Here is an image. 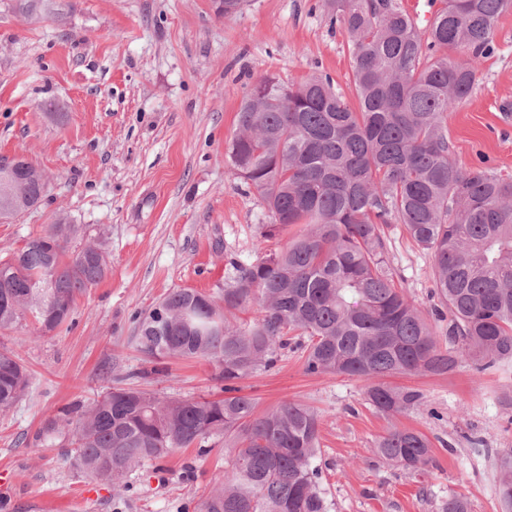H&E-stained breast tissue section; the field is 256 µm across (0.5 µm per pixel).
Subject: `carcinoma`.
Here are the masks:
<instances>
[{
	"label": "carcinoma",
	"instance_id": "obj_1",
	"mask_svg": "<svg viewBox=\"0 0 512 512\" xmlns=\"http://www.w3.org/2000/svg\"><path fill=\"white\" fill-rule=\"evenodd\" d=\"M423 30L401 0H327L351 43L357 108L327 76L282 85L264 77L245 95L227 146L232 174L266 203L270 239L304 229L281 251L237 269L224 305L189 288L170 292L137 319L149 360L214 363L228 396L161 400L113 387L88 405L48 418L41 436L67 438L86 474L121 499L142 463L181 448L203 456L224 437L230 470L214 478L197 512H328L321 492L317 413L286 400L256 412L239 380L270 369L277 351L302 350L310 375L369 381L366 401L381 414L420 404L416 391L384 377L455 371L468 358L479 372L512 362V181L452 161L446 118L477 81L497 20L512 0H442ZM44 175L17 157L0 218L36 206ZM405 226L432 257L436 319L448 314V345L411 304L387 261L385 227ZM80 224H53L0 258V330L31 317L42 334L71 318L76 295L102 281L108 254ZM255 310L249 323L237 312ZM30 385L18 356L0 351V414ZM422 433L392 429L377 454L407 471L430 459ZM497 493L512 512V448L496 457Z\"/></svg>",
	"mask_w": 512,
	"mask_h": 512
}]
</instances>
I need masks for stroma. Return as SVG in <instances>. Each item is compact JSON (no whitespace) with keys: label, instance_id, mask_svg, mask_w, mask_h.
I'll use <instances>...</instances> for the list:
<instances>
[{"label":"stroma","instance_id":"stroma-1","mask_svg":"<svg viewBox=\"0 0 512 512\" xmlns=\"http://www.w3.org/2000/svg\"><path fill=\"white\" fill-rule=\"evenodd\" d=\"M350 50L324 0H244L232 16L220 0H48L37 17L0 0V156H25L50 178L38 206L0 219V256L64 218L102 234L111 266L78 295L71 325L44 335L27 320L0 331V350L14 351L31 374L25 396L0 415V470L14 479L0 490V512H195L224 471L223 439L203 457L190 448L145 463L116 500L77 468L71 446L40 441L41 428L60 408L113 386L162 398L223 396L205 361L169 360L152 373L135 317L178 288L222 299L237 266L299 233L294 225L261 238L266 204L233 176L227 144L261 77L323 74L353 98ZM447 126L457 165L512 179V10L501 14L475 88ZM387 238L408 300L430 314V254L403 225H390ZM389 383L419 392L421 405L378 414L365 401L366 381L305 374L292 349L239 386L258 411L292 400L318 414L315 463L329 512H441L454 494L467 497L470 512H502L495 459L512 448V368L478 372L465 363ZM394 428L429 439L422 473L378 456L379 439Z\"/></svg>","mask_w":512,"mask_h":512}]
</instances>
